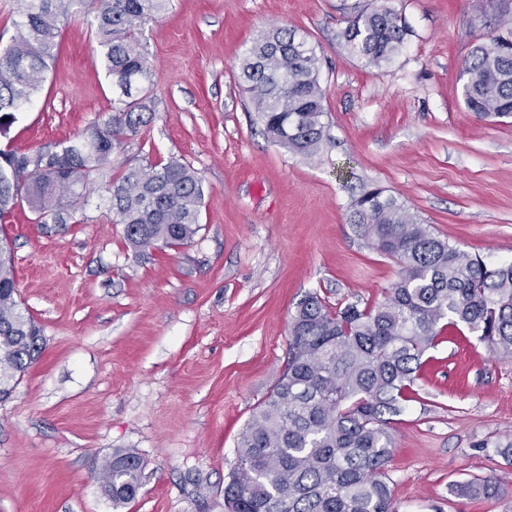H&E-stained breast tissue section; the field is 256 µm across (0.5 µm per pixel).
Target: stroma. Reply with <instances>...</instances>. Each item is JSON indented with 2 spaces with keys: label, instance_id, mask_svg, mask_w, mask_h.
<instances>
[{
  "label": "stroma",
  "instance_id": "stroma-1",
  "mask_svg": "<svg viewBox=\"0 0 512 512\" xmlns=\"http://www.w3.org/2000/svg\"><path fill=\"white\" fill-rule=\"evenodd\" d=\"M376 0H170L141 38L153 122L66 224L18 204L0 226L14 250L20 307L39 351L0 399V512H224L236 441L284 365L306 295L330 305L383 300L398 265L374 250L350 204L378 187L462 250L512 259V119L469 111L464 59L512 34V0H390L410 31L379 67L338 37ZM314 48L326 140L313 157L266 135L239 80L264 30ZM37 102L0 148L34 152L112 111L87 15L60 25ZM177 159L200 175L199 230L187 243L133 248L106 186L129 165ZM416 401L393 418L388 466L397 512H512V474L494 499L451 484L503 473L512 436V358L453 333L423 358ZM118 448L143 462L134 500L115 506L97 475ZM504 474V473H503Z\"/></svg>",
  "mask_w": 512,
  "mask_h": 512
}]
</instances>
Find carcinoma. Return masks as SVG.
<instances>
[{
  "instance_id": "obj_1",
  "label": "carcinoma",
  "mask_w": 512,
  "mask_h": 512,
  "mask_svg": "<svg viewBox=\"0 0 512 512\" xmlns=\"http://www.w3.org/2000/svg\"><path fill=\"white\" fill-rule=\"evenodd\" d=\"M20 20L0 47L1 119L32 102L58 54L62 21L93 15L106 77L121 90L107 119L56 150L0 149V221L26 202L43 223L70 218L58 193L86 190L127 140L155 118L153 99L132 97L151 82L140 38L168 0H17ZM408 35L386 4L359 10L339 34L348 53L381 67ZM254 111L267 135L294 155L323 143L326 90L307 40L290 28L261 34L241 64ZM461 97L480 119L512 117V42L495 36L475 47L459 74ZM113 220L135 248L181 245L198 231L201 178L170 160L126 168L112 180ZM374 249L399 266L380 302L333 309L316 294L296 306L282 375L237 439V464L224 485L225 512H396L386 469L393 444L390 417L415 397L422 358L445 326L465 329L500 357H512V262H488L436 235L380 188L351 203ZM39 330L20 310L13 265L0 262V384L23 372L38 352ZM140 458L117 450L100 472L116 506L139 491ZM494 477L456 485L463 497H492Z\"/></svg>"
}]
</instances>
